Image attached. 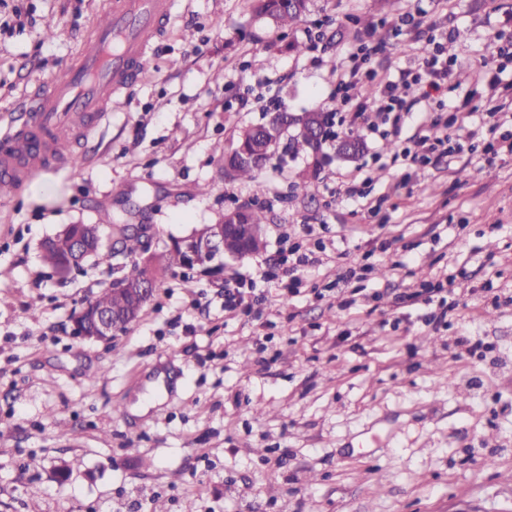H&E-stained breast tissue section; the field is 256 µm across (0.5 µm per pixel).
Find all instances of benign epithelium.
I'll list each match as a JSON object with an SVG mask.
<instances>
[{"mask_svg": "<svg viewBox=\"0 0 512 512\" xmlns=\"http://www.w3.org/2000/svg\"><path fill=\"white\" fill-rule=\"evenodd\" d=\"M234 208L224 210V220L219 224H207L201 229L193 231L185 236L178 237L179 245L185 256L187 269L201 274L221 275L224 273V241L227 238H239L243 241L260 239L263 232L252 224H236ZM44 246H63L68 252L77 255L84 251V239L80 236H70L62 232L48 239ZM117 291L122 292L133 299L141 298L153 288L152 280L141 273L133 277L121 276L113 281ZM134 311H98L92 321L73 322V334L82 339L106 341L110 339L113 331L124 322L133 319Z\"/></svg>", "mask_w": 512, "mask_h": 512, "instance_id": "1", "label": "benign epithelium"}]
</instances>
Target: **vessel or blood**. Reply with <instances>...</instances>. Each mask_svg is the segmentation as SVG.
I'll list each match as a JSON object with an SVG mask.
<instances>
[{"instance_id": "obj_1", "label": "vessel or blood", "mask_w": 512, "mask_h": 512, "mask_svg": "<svg viewBox=\"0 0 512 512\" xmlns=\"http://www.w3.org/2000/svg\"><path fill=\"white\" fill-rule=\"evenodd\" d=\"M176 0H106L63 73L42 83L0 137V183L20 195L41 174L78 166L66 145L106 123L146 70Z\"/></svg>"}]
</instances>
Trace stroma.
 Returning <instances> with one entry per match:
<instances>
[{
	"instance_id": "35a3bbf8",
	"label": "stroma",
	"mask_w": 512,
	"mask_h": 512,
	"mask_svg": "<svg viewBox=\"0 0 512 512\" xmlns=\"http://www.w3.org/2000/svg\"><path fill=\"white\" fill-rule=\"evenodd\" d=\"M102 4L0 7V134L38 82L61 75ZM410 10L423 15L415 39L447 34L456 63L442 110L409 95L403 139L439 112L485 106L475 72L494 33L512 31V0H309L299 55L247 0H178L150 79L85 142L80 169L0 202V512H151L157 500L166 512H512V154L418 167L346 123L339 135L364 144L353 159L332 141L318 165L283 148L255 183L219 163L276 105L334 108L337 64L373 33L385 36L374 68L412 67L393 34ZM364 164L386 223L336 194ZM256 198L262 252L216 276L165 273L111 343L73 336L111 266L57 277L45 239L107 211L147 225L155 251ZM319 239L326 257L283 296L282 250ZM444 273L447 322L431 324L438 302L413 293ZM228 286L263 299L227 312ZM142 399L154 406L139 416Z\"/></svg>"
}]
</instances>
